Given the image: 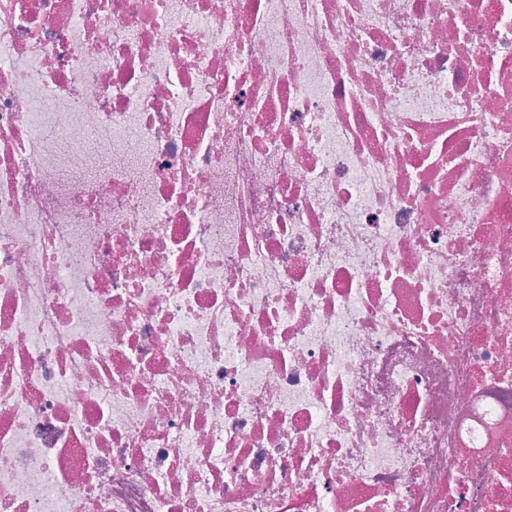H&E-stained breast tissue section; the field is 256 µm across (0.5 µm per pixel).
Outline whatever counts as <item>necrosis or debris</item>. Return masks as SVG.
<instances>
[{
  "instance_id": "obj_1",
  "label": "necrosis or debris",
  "mask_w": 512,
  "mask_h": 512,
  "mask_svg": "<svg viewBox=\"0 0 512 512\" xmlns=\"http://www.w3.org/2000/svg\"><path fill=\"white\" fill-rule=\"evenodd\" d=\"M0 512H512V0H0Z\"/></svg>"
}]
</instances>
